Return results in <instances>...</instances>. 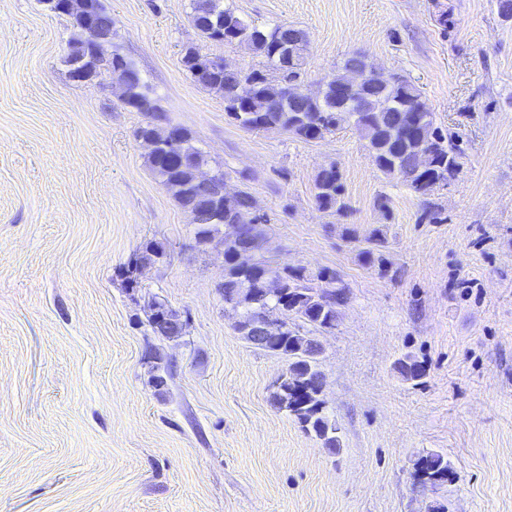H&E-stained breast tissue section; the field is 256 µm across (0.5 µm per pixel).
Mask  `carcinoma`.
I'll return each mask as SVG.
<instances>
[{
  "mask_svg": "<svg viewBox=\"0 0 512 512\" xmlns=\"http://www.w3.org/2000/svg\"><path fill=\"white\" fill-rule=\"evenodd\" d=\"M190 15H197L224 30V42L236 44L261 56L274 74L261 70L227 71L221 78L202 84L224 97V109L239 127L246 130H277L303 141L318 140L347 124L354 126L366 141L375 166L386 176L400 180L420 196L446 185L459 173L462 151L453 135L436 125L435 113L427 107L421 91L407 80L392 76L382 81L372 70V63L361 55L346 57L336 71L325 77L318 96L300 93L288 96V82L300 77L305 65L307 36L304 31L283 24L271 27L246 21L223 0H191ZM288 45L293 57L286 75H277L273 54ZM250 82L247 102L238 104L241 85ZM193 164L181 169L165 166L149 155L147 161L161 185L183 209L192 207L199 214L195 238L200 244L218 241L224 249V304L235 311V328L242 338L252 342L251 325L261 323L265 315H280L293 320L288 330L272 343L274 354L285 359L286 371L275 382L271 399L274 407L292 417L301 428L321 441L331 455L341 449L336 420L321 387L319 367L323 350L307 335L304 326L332 329L336 326L337 307L347 300L345 288L336 286V275L317 276L313 283L300 269L278 272L280 293L266 296L263 282L265 268L252 261L243 243L234 238H216V225L240 224L250 219L253 196L241 190L220 200L192 191L195 166L209 164V156L190 132L185 143L172 148ZM315 200L324 211L342 214L346 210L343 185L336 166L321 170L314 181ZM164 250L149 242L129 260L122 270L127 287H139L134 272L143 262L158 260ZM158 314L170 317L179 312L154 300L147 306L149 325ZM300 323H295V320ZM397 370L407 380L422 378L421 366L409 359L398 362ZM414 479L433 487L454 480L455 472L441 453L428 452L414 463Z\"/></svg>",
  "mask_w": 512,
  "mask_h": 512,
  "instance_id": "obj_1",
  "label": "carcinoma"
}]
</instances>
